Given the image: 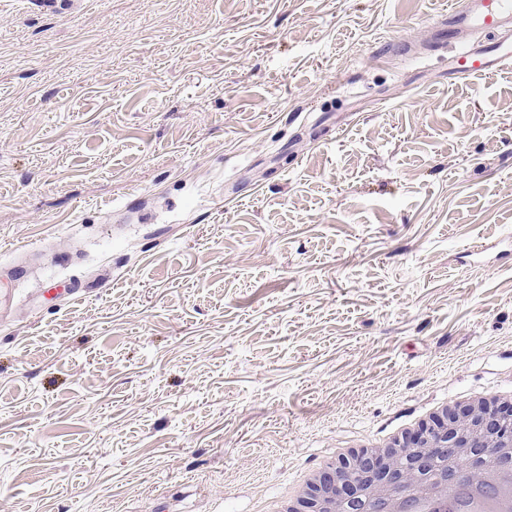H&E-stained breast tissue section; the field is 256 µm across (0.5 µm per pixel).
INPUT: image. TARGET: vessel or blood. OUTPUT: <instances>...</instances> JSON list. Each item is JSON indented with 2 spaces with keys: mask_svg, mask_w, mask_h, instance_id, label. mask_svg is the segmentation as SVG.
<instances>
[{
  "mask_svg": "<svg viewBox=\"0 0 512 512\" xmlns=\"http://www.w3.org/2000/svg\"><path fill=\"white\" fill-rule=\"evenodd\" d=\"M465 34L472 41L449 56V73L479 78L512 66V0H449L447 12L432 25L433 45L447 48ZM26 273L20 263L0 269V308L11 299L12 283Z\"/></svg>",
  "mask_w": 512,
  "mask_h": 512,
  "instance_id": "1",
  "label": "vessel or blood"
}]
</instances>
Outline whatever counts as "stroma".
Returning <instances> with one entry per match:
<instances>
[{"mask_svg": "<svg viewBox=\"0 0 512 512\" xmlns=\"http://www.w3.org/2000/svg\"><path fill=\"white\" fill-rule=\"evenodd\" d=\"M447 8L0 0V266L41 253L0 313V512H260L512 386V251L464 255L512 238V67L450 79Z\"/></svg>", "mask_w": 512, "mask_h": 512, "instance_id": "35a3bbf8", "label": "stroma"}]
</instances>
